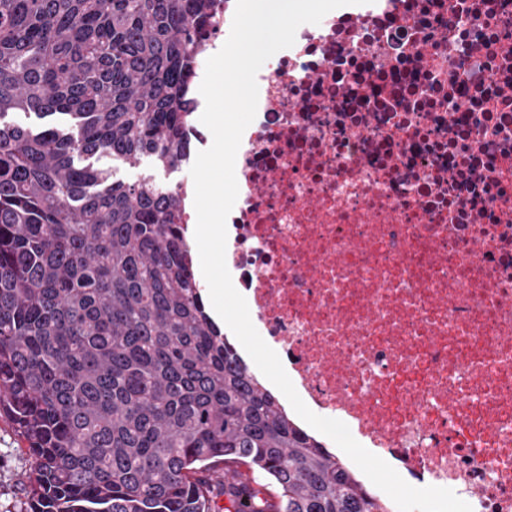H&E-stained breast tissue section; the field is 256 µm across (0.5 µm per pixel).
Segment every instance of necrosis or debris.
<instances>
[{"instance_id":"1","label":"necrosis or debris","mask_w":512,"mask_h":512,"mask_svg":"<svg viewBox=\"0 0 512 512\" xmlns=\"http://www.w3.org/2000/svg\"><path fill=\"white\" fill-rule=\"evenodd\" d=\"M225 252L303 402L512 512V0H367L257 74Z\"/></svg>"}]
</instances>
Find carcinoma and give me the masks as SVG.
I'll use <instances>...</instances> for the list:
<instances>
[{
    "mask_svg": "<svg viewBox=\"0 0 512 512\" xmlns=\"http://www.w3.org/2000/svg\"><path fill=\"white\" fill-rule=\"evenodd\" d=\"M215 3L0 0V416L23 512H395L211 321L182 186L95 166L188 161Z\"/></svg>",
    "mask_w": 512,
    "mask_h": 512,
    "instance_id": "cac0c4a2",
    "label": "carcinoma"
}]
</instances>
